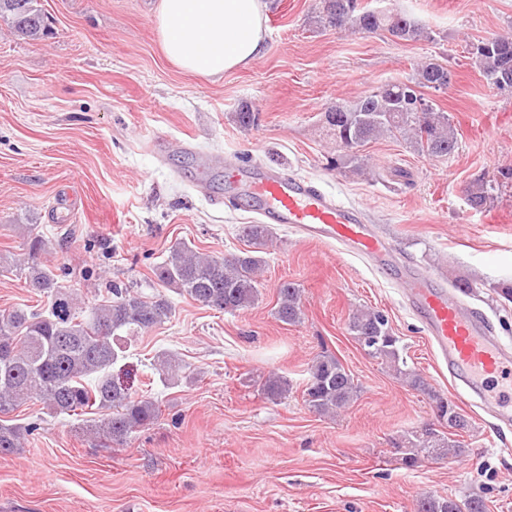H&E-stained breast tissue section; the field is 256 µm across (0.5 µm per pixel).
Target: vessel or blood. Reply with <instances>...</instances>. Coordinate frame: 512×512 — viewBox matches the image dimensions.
Wrapping results in <instances>:
<instances>
[{
  "label": "vessel or blood",
  "mask_w": 512,
  "mask_h": 512,
  "mask_svg": "<svg viewBox=\"0 0 512 512\" xmlns=\"http://www.w3.org/2000/svg\"><path fill=\"white\" fill-rule=\"evenodd\" d=\"M228 184L253 201L264 222L339 245L366 260L374 273L392 277L455 386L500 427L512 428V343L484 316L465 309L464 289L444 287L432 275L398 263L389 240L365 223L361 207L333 198L310 179L252 165L231 168Z\"/></svg>",
  "instance_id": "vessel-or-blood-1"
}]
</instances>
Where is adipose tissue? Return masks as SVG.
<instances>
[{
  "instance_id": "1",
  "label": "adipose tissue",
  "mask_w": 512,
  "mask_h": 512,
  "mask_svg": "<svg viewBox=\"0 0 512 512\" xmlns=\"http://www.w3.org/2000/svg\"><path fill=\"white\" fill-rule=\"evenodd\" d=\"M266 13L265 0H158L154 22L173 66L218 78L265 51Z\"/></svg>"
}]
</instances>
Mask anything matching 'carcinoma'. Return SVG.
<instances>
[{
	"label": "carcinoma",
	"instance_id": "obj_1",
	"mask_svg": "<svg viewBox=\"0 0 512 512\" xmlns=\"http://www.w3.org/2000/svg\"><path fill=\"white\" fill-rule=\"evenodd\" d=\"M318 22L325 28L351 30L363 34L391 32L410 28L415 40L427 37L425 28L402 12L374 15L372 8L358 0L334 13L319 12ZM0 21L11 31L29 40L49 34V25L38 0H0ZM474 61L494 89L512 94V83L497 82L496 66H512V32L496 35L472 49ZM435 62H423L407 81L385 83L349 102L351 111L328 113L329 132L336 146L346 151L352 171H363L355 146L383 137L400 138L410 148L430 157L453 154L458 148L456 130L448 114L431 107L426 112L413 108L414 88L427 87L432 81ZM491 183L478 178L466 189V202L476 210L492 199ZM242 236L252 249L225 256L202 253L186 243L175 246L168 258L155 269L165 288H173L204 306L233 313L252 306L258 298L259 274L266 261L257 254L265 248L270 232L265 224H246ZM24 257L0 256V272L10 267L27 269L28 287L50 298L45 311L16 308L0 313V454L23 447L25 435L33 426L8 424L4 417L32 399H37L50 414H74L88 409L107 410L109 414L91 431L115 444L126 442L139 428L152 424L159 416L157 401L146 394L135 396L129 388L113 379L110 370L120 359L119 341L170 319L172 305L163 295L145 297L126 284L112 282L111 298L84 308L75 290L58 284L53 270L41 261L47 243L38 234L27 232ZM302 291L291 281L277 286L275 314L286 323L299 321ZM350 331L358 341L366 337L379 340L375 358L405 377L415 390L432 394L420 375L404 369L399 340L389 329L387 317L380 311L363 308L353 313ZM186 365L172 355L161 354L154 369L164 379L177 383ZM265 393L277 398L288 392V381L271 375L264 384ZM357 386L351 374L333 355L324 352L313 360L306 387L308 405L321 414L344 408L355 396ZM402 464L415 468L428 459L457 457L461 442L438 430L425 427L412 431L396 443ZM416 512H485L480 496L462 502L437 495L418 502Z\"/></svg>",
	"mask_w": 512,
	"mask_h": 512
}]
</instances>
